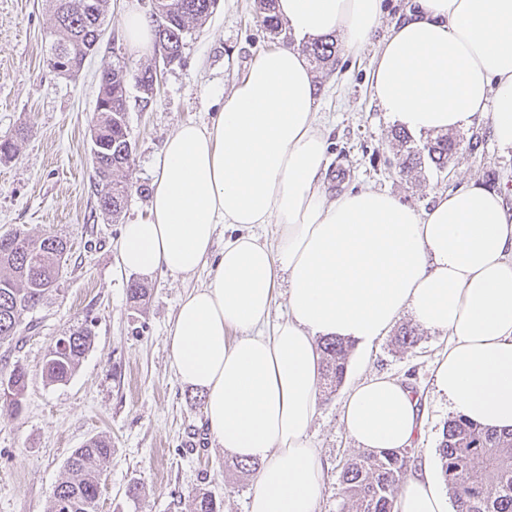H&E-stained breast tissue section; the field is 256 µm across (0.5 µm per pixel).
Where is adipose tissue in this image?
<instances>
[{
  "mask_svg": "<svg viewBox=\"0 0 512 512\" xmlns=\"http://www.w3.org/2000/svg\"><path fill=\"white\" fill-rule=\"evenodd\" d=\"M415 2L374 54V99L415 134L486 119L512 150V0ZM276 12L294 45L262 51L212 124L166 137L149 217L125 225L119 257L129 272L185 277L223 242L209 282L179 303L170 367L202 395L209 437L259 462L248 512H315L320 338L370 345L410 314L447 340L432 376L450 409L512 428V209L480 185L421 212L377 189L329 196L322 94L299 43L338 36L347 52L364 49L380 0H277ZM122 26L131 53L152 51V21L134 2ZM280 292L286 315L274 323ZM418 417L412 389L387 375L357 381L342 408L349 438L375 452L410 447ZM396 509L448 512L432 461L401 485Z\"/></svg>",
  "mask_w": 512,
  "mask_h": 512,
  "instance_id": "adipose-tissue-1",
  "label": "adipose tissue"
}]
</instances>
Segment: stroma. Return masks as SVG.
<instances>
[{"label":"stroma","instance_id":"obj_1","mask_svg":"<svg viewBox=\"0 0 512 512\" xmlns=\"http://www.w3.org/2000/svg\"><path fill=\"white\" fill-rule=\"evenodd\" d=\"M124 5L110 0L98 49L78 76L66 77L47 65L52 22L43 0H0V140L27 132L18 139L16 156L0 161V234L51 233L71 248L61 281L39 308L23 314L20 340L0 344V369L18 364L26 371L19 412L0 406V512H50L69 456L95 437L112 443L97 512H190L192 496L201 489L223 499L224 512H247L253 479L225 468L226 454L203 426V398L177 380L165 345L181 297L206 284L212 268L185 278L160 269L138 278L122 269L118 246L123 226L148 216L164 139L187 122L211 124L221 92L277 41L254 0H218L207 21L187 35L181 61L164 68L147 108H140V92L129 84L133 188L115 222L100 211L92 183L90 130L98 78L122 61L134 68L156 62L151 55L139 59L128 53L121 30ZM413 7L414 0H382V24L371 45L356 55L339 52L333 66L315 73L327 89L326 190L333 196L380 189L421 211L437 193L475 182L503 194L512 208V152L498 147L486 121L457 131L463 146L447 170L428 162L411 172L397 165L398 126L373 99L368 72L377 43ZM472 141L477 149H469ZM137 278L149 288L138 305L128 298ZM87 320L94 332L89 351L66 383L47 384L42 368L50 346ZM396 325L415 328L416 346L399 349L390 333L369 349L352 350L346 380L385 374L415 387L423 419L411 454L419 459L434 453L452 416L431 384L446 340L416 327L408 314ZM345 394L342 387L320 394L310 430L325 464L317 512H339L341 466L357 451L341 420ZM132 482L143 490L135 502L125 496Z\"/></svg>","mask_w":512,"mask_h":512}]
</instances>
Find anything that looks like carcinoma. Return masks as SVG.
Masks as SVG:
<instances>
[{
  "instance_id": "carcinoma-1",
  "label": "carcinoma",
  "mask_w": 512,
  "mask_h": 512,
  "mask_svg": "<svg viewBox=\"0 0 512 512\" xmlns=\"http://www.w3.org/2000/svg\"><path fill=\"white\" fill-rule=\"evenodd\" d=\"M54 26L48 54L60 52L75 70L86 59V46L102 32L108 0H46ZM216 0H156L151 17L155 22L154 54L182 59L185 39L213 13ZM256 12L270 33L282 31L276 0H255ZM310 63L322 68L336 61V42L318 41L303 46ZM152 66L135 71L126 65L105 69L99 87L102 104L95 107L91 132L96 146L91 151L94 187L101 210L120 218L128 198V182L117 174L130 169L133 144L127 114L129 79L142 92V103L153 97ZM404 154L402 169L421 163L422 150L407 133L400 135ZM460 143L440 138L425 147L436 168L443 171ZM68 243L43 234L31 237L19 232L0 235V343L19 337L24 313L35 309L47 291L64 275ZM92 325L84 323L66 337L67 347L45 361L43 375L50 383L66 381L74 373L92 342ZM353 342L342 338L320 340L321 388L332 393L342 384ZM26 372L19 365L9 373L0 370V382L10 388L4 399L12 413L19 409ZM441 478L454 501L455 512H512V430L482 427L457 415L448 421L436 449ZM112 456L110 442L92 438L68 458L65 478L55 487L52 512H96L101 492V474ZM410 462L408 449L368 452L346 461L340 473L343 500L341 512H396V495ZM193 512H223L224 502L210 492L192 496Z\"/></svg>"
}]
</instances>
